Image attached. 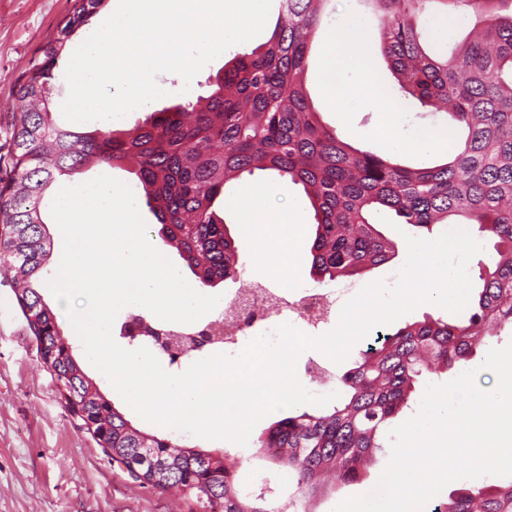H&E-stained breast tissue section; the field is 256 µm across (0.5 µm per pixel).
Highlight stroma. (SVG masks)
I'll return each instance as SVG.
<instances>
[{
	"instance_id": "35a3bbf8",
	"label": "stroma",
	"mask_w": 512,
	"mask_h": 512,
	"mask_svg": "<svg viewBox=\"0 0 512 512\" xmlns=\"http://www.w3.org/2000/svg\"><path fill=\"white\" fill-rule=\"evenodd\" d=\"M75 6V0H0V186L10 178V152L14 122L23 109L18 89L34 59L40 58ZM348 14L369 22L361 46L375 77L389 90L398 85L381 52L379 23L367 0H330L320 17L316 44L306 74L307 87L326 123L336 121L323 90L322 69L327 35ZM234 54L226 49L184 84L179 75L162 73L168 96L147 103L114 119L115 130L140 125L153 110L206 94V82ZM380 107L368 101L356 106L345 135L356 147L387 153L385 144L370 135ZM454 122L444 112L407 101L399 105L398 134L409 139L435 128L452 130ZM270 186L267 207L287 213L299 200L300 187L258 173L234 182V193ZM336 364L316 349L304 351L296 375L312 394L334 392ZM0 512H198L193 499L174 488L147 489L121 469L113 467L78 420L67 413L56 382L40 360L36 343L18 304L10 274L0 270Z\"/></svg>"
}]
</instances>
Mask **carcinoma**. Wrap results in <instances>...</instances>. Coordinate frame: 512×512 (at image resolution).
I'll return each instance as SVG.
<instances>
[{
    "instance_id": "obj_1",
    "label": "carcinoma",
    "mask_w": 512,
    "mask_h": 512,
    "mask_svg": "<svg viewBox=\"0 0 512 512\" xmlns=\"http://www.w3.org/2000/svg\"><path fill=\"white\" fill-rule=\"evenodd\" d=\"M105 0H81L43 59L32 62L14 124L12 175L0 187V256L43 364L67 394L66 411L82 421L112 464L144 488L177 486L203 512H303L329 475L360 484L384 448L392 421L429 374L455 372L512 326V0H370L382 52L402 97L449 113L463 137L439 162L401 165L346 142L324 122L306 87L308 58L329 0H280L270 39L238 53L196 103L156 110L125 135L59 124L51 110L54 70L68 41ZM475 22L456 50L427 51V5ZM88 166L126 168L141 186L159 236L203 287L240 276L238 249L218 214L243 175L268 172L302 187L314 211L313 280L328 285L392 260L398 243L380 229L388 211L399 223L432 231L452 217L494 240L477 262V287L465 315L424 314L368 347L337 376L339 397L273 422L256 445L288 468L296 489L285 503L240 488L244 458L181 445L125 418L86 375L75 347L40 289L53 241L42 203L62 177ZM434 512H512V480L480 487L462 482Z\"/></svg>"
}]
</instances>
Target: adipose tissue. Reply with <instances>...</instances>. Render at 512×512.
I'll list each match as a JSON object with an SVG mask.
<instances>
[{"label":"adipose tissue","instance_id":"1","mask_svg":"<svg viewBox=\"0 0 512 512\" xmlns=\"http://www.w3.org/2000/svg\"><path fill=\"white\" fill-rule=\"evenodd\" d=\"M366 37V25L356 15H345L328 36L324 57V84L326 95L336 108L341 126H348L352 109L361 101H384L372 134L390 149L399 152L429 154L450 149L452 143L446 133L434 130L410 139L400 138L396 132L398 108L384 87L373 76L367 60L359 47ZM359 69L363 78L349 84L343 79L346 68ZM242 232L256 244L254 260L265 270L275 273L282 280L293 276L294 250L299 231V209H292L282 216L270 212L265 206V194L251 192L240 203Z\"/></svg>","mask_w":512,"mask_h":512}]
</instances>
